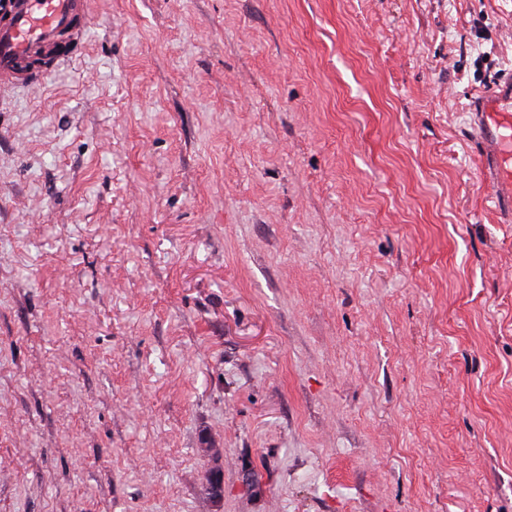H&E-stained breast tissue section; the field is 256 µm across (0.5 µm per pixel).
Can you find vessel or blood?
Here are the masks:
<instances>
[{
    "label": "vessel or blood",
    "instance_id": "obj_1",
    "mask_svg": "<svg viewBox=\"0 0 512 512\" xmlns=\"http://www.w3.org/2000/svg\"><path fill=\"white\" fill-rule=\"evenodd\" d=\"M93 21L89 0H0V88L40 86L75 59ZM474 136L484 149L487 200L512 223V72L475 101Z\"/></svg>",
    "mask_w": 512,
    "mask_h": 512
}]
</instances>
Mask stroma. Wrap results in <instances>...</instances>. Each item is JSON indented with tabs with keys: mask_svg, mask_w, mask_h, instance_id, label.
I'll use <instances>...</instances> for the list:
<instances>
[{
	"mask_svg": "<svg viewBox=\"0 0 512 512\" xmlns=\"http://www.w3.org/2000/svg\"><path fill=\"white\" fill-rule=\"evenodd\" d=\"M91 8L0 90V512H512V0ZM503 82V84H501ZM474 136L484 149L487 200L512 223V68L496 89L475 100Z\"/></svg>",
	"mask_w": 512,
	"mask_h": 512,
	"instance_id": "stroma-1",
	"label": "stroma"
}]
</instances>
